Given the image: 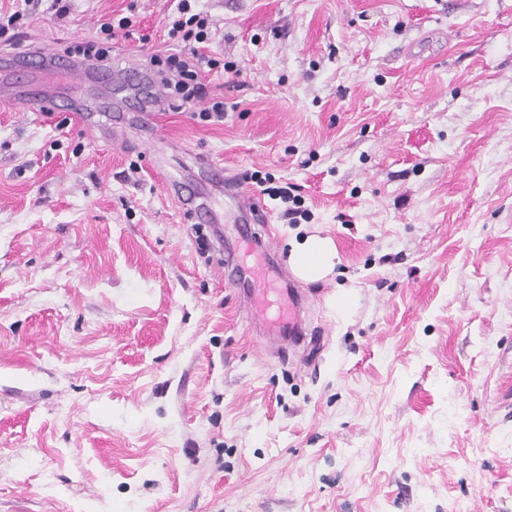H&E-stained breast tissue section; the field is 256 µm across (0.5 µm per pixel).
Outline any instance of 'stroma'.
Instances as JSON below:
<instances>
[{
  "label": "stroma",
  "instance_id": "obj_1",
  "mask_svg": "<svg viewBox=\"0 0 512 512\" xmlns=\"http://www.w3.org/2000/svg\"><path fill=\"white\" fill-rule=\"evenodd\" d=\"M0 0L25 47L121 14L112 62L149 72L174 0ZM224 119L155 127L98 100L0 105V512H512V0H198ZM266 199L339 261L303 284L304 345L269 351L218 263L264 273V232L210 179ZM222 214L204 225L167 186ZM346 294L345 316L336 297ZM286 185V187H265L260 192H262L263 195L267 194L272 197L278 196L284 202L292 203L293 207H288V217L291 216L289 218L291 219V224H298L300 222V219H310V210H308L307 208H303L302 204L304 203V201H302V198L298 194H292V191H295L293 184L288 185V183H286Z\"/></svg>",
  "mask_w": 512,
  "mask_h": 512
}]
</instances>
